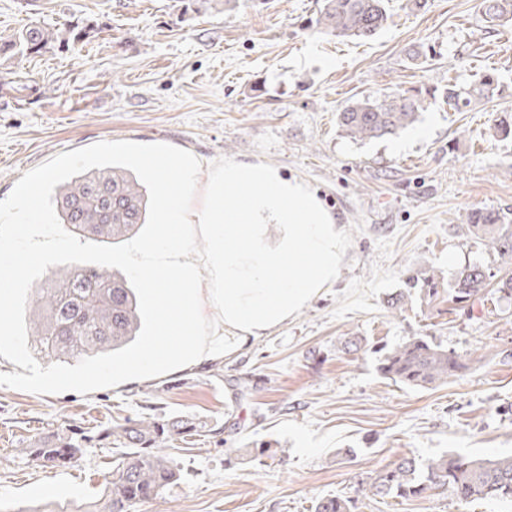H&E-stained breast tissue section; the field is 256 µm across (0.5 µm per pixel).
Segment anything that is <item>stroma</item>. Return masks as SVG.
Returning a JSON list of instances; mask_svg holds the SVG:
<instances>
[{
	"label": "stroma",
	"mask_w": 512,
	"mask_h": 512,
	"mask_svg": "<svg viewBox=\"0 0 512 512\" xmlns=\"http://www.w3.org/2000/svg\"><path fill=\"white\" fill-rule=\"evenodd\" d=\"M316 0H240L224 14L190 0H0V34L35 22L95 28L94 37L31 57L0 59V200L53 156L101 141L167 143L204 165L268 163L308 184L353 240L336 281L265 336L228 356L87 394L0 386V512L90 502L115 453L103 435L148 414L194 416L207 430L169 449L178 480L138 512H314L324 497L352 512H512L510 500L458 503L437 490L409 501L370 498L359 481L409 454L512 453V301L465 307L447 293L387 299L420 266L449 282L497 255L466 232L474 208L512 210V141L488 134L512 110V21L488 26L481 0H389L369 41L309 28ZM434 48L415 64L411 46ZM487 71L506 87L466 111L429 97L418 122L366 142L338 116L366 97L467 85ZM362 337L360 350L345 349ZM415 336L471 358L463 376L429 388L385 379L374 350ZM249 381L239 390L238 379ZM70 428L87 436L73 466L36 469L22 450ZM266 443L271 457L233 458ZM352 449L337 462L336 451Z\"/></svg>",
	"instance_id": "obj_1"
}]
</instances>
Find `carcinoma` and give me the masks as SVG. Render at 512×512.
I'll return each mask as SVG.
<instances>
[{
	"mask_svg": "<svg viewBox=\"0 0 512 512\" xmlns=\"http://www.w3.org/2000/svg\"><path fill=\"white\" fill-rule=\"evenodd\" d=\"M486 22L501 26L512 20V0H482ZM385 0H321L312 23L323 32L359 40L372 39L387 23ZM87 27L73 24H31L0 37V56L19 57L65 48L86 39ZM430 89L409 90L389 101L364 97L339 113L342 132L355 141L381 139L413 126L419 119ZM502 96L498 76L486 71L468 88L452 81L444 89L448 107L462 111L473 103H488ZM492 136L512 137V112L498 113L490 126ZM56 214L71 234L98 244H118L139 233L148 218V194L140 179L123 167L94 168L57 186ZM468 232L486 243L500 259V277L494 293L512 300V214L473 210L466 216ZM495 277L481 263L461 267L448 295L467 304L486 294ZM439 281L429 268L406 276V288L388 300L401 309L416 290L435 295ZM28 336L37 353L56 362L78 361L132 343L142 321L138 298L127 277L104 266L75 264L63 268L36 288ZM469 369V359L443 348L427 336L397 344L379 358L380 374L396 383L427 388L440 385ZM199 423L192 417L161 422L139 417L117 425L105 434L120 447L103 497L85 512H136L137 506L163 494L176 473L166 452L176 435H189ZM83 454L82 441L69 434L38 439L27 451V461L37 468H65ZM446 489L462 503L479 499L512 500V455L466 456L443 454L427 461L402 457L381 469L359 492L373 497L410 500ZM315 512H351V501L340 496L319 500Z\"/></svg>",
	"mask_w": 512,
	"mask_h": 512,
	"instance_id": "obj_1",
	"label": "carcinoma"
}]
</instances>
